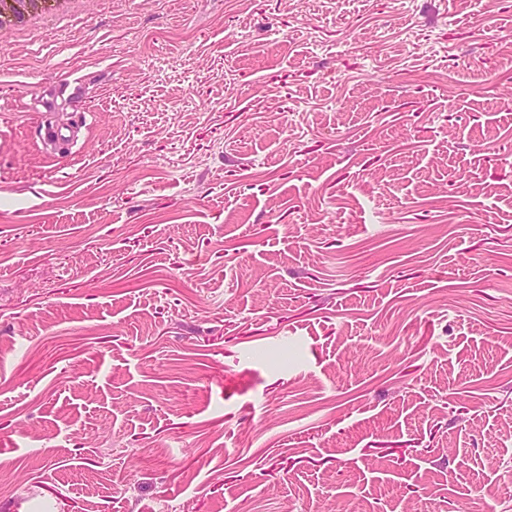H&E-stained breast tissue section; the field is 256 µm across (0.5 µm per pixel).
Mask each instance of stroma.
<instances>
[{
  "label": "stroma",
  "instance_id": "stroma-1",
  "mask_svg": "<svg viewBox=\"0 0 512 512\" xmlns=\"http://www.w3.org/2000/svg\"><path fill=\"white\" fill-rule=\"evenodd\" d=\"M0 512H512V0L5 34Z\"/></svg>",
  "mask_w": 512,
  "mask_h": 512
}]
</instances>
